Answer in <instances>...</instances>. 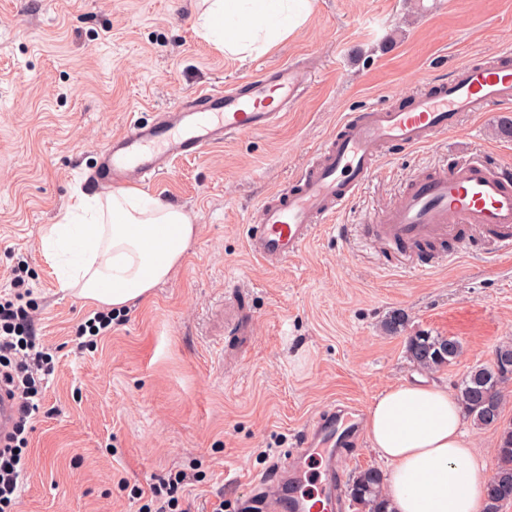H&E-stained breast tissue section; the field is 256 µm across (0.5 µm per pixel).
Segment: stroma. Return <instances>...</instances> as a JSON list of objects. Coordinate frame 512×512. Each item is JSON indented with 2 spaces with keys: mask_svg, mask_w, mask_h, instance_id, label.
<instances>
[{
  "mask_svg": "<svg viewBox=\"0 0 512 512\" xmlns=\"http://www.w3.org/2000/svg\"><path fill=\"white\" fill-rule=\"evenodd\" d=\"M198 0H0V300L14 272L30 290L47 354L28 477L12 512H141L134 488L183 472L191 512H241L250 476L293 448L311 416L344 400L369 409L389 386L453 387L512 343V256L488 237L421 275L355 226L410 176L466 156L512 163L500 128L512 109L467 113L428 146L393 148L374 177L296 259L270 269L245 250L250 209L288 184L362 105H390L474 59L512 51V0H316L309 22L266 53L229 56L198 33ZM306 67L305 98L279 126L176 161L152 196L182 208L197 235L182 263L111 331L78 347L99 304L62 289L43 245L82 194L97 153L129 113L163 112L193 92ZM403 312V333L384 321ZM457 337L451 365L427 371L408 335Z\"/></svg>",
  "mask_w": 512,
  "mask_h": 512,
  "instance_id": "stroma-1",
  "label": "stroma"
}]
</instances>
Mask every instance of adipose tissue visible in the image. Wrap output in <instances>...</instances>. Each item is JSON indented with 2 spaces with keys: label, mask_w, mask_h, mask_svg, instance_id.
I'll return each mask as SVG.
<instances>
[{
  "label": "adipose tissue",
  "mask_w": 512,
  "mask_h": 512,
  "mask_svg": "<svg viewBox=\"0 0 512 512\" xmlns=\"http://www.w3.org/2000/svg\"><path fill=\"white\" fill-rule=\"evenodd\" d=\"M201 36L227 54L262 53L303 27L314 0H202ZM196 237L181 208L136 189L79 198L45 240L74 259L63 287L122 309L168 279ZM369 443L389 464L388 512H484L489 474L462 429V409L438 385L388 387L370 406Z\"/></svg>",
  "instance_id": "obj_1"
}]
</instances>
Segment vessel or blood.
Listing matches in <instances>:
<instances>
[{
  "label": "vessel or blood",
  "instance_id": "1",
  "mask_svg": "<svg viewBox=\"0 0 512 512\" xmlns=\"http://www.w3.org/2000/svg\"><path fill=\"white\" fill-rule=\"evenodd\" d=\"M303 94L294 64L266 67L244 87L201 89L174 110L153 117L129 115L122 131L101 151L87 180L97 187H151L177 159L196 157L244 134L279 125ZM512 103V52L492 62L457 67L448 80L404 96L386 107L365 105L346 113L287 186L265 197L244 226L246 247L263 264L277 267L301 255L316 232L344 210L372 177L379 157L393 147L417 149L454 129L466 112ZM369 243L392 248L423 273L440 256L436 245L491 233L498 254H512V167L462 161L416 173L392 206L359 225ZM16 401L0 390V444L9 434ZM363 441L360 411L348 403L321 408L298 442L297 455L273 472L254 476L262 512H342L343 474L338 458ZM318 452L323 477L308 489L302 456Z\"/></svg>",
  "mask_w": 512,
  "mask_h": 512
}]
</instances>
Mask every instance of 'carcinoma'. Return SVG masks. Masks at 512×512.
I'll return each mask as SVG.
<instances>
[{
    "label": "carcinoma",
    "instance_id": "obj_1",
    "mask_svg": "<svg viewBox=\"0 0 512 512\" xmlns=\"http://www.w3.org/2000/svg\"><path fill=\"white\" fill-rule=\"evenodd\" d=\"M462 345L454 336L418 333L406 339V353L416 366L437 371L452 364ZM512 378V343L496 346L489 365L468 368L456 385V396L464 413L483 430L498 436V463L486 489L487 512H499L501 504L512 500V426L502 424V384ZM385 475L377 468L358 473L349 486V496L359 512H386Z\"/></svg>",
    "mask_w": 512,
    "mask_h": 512
}]
</instances>
